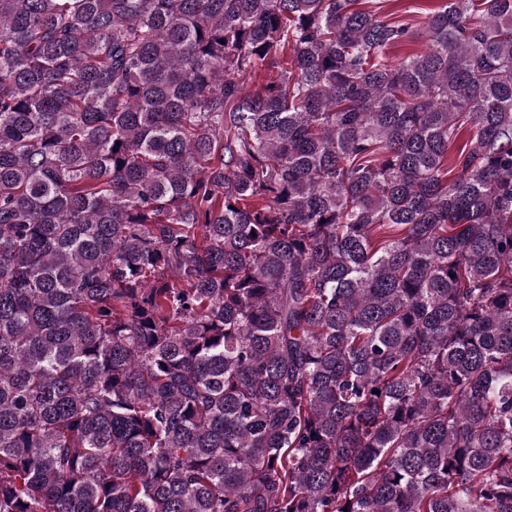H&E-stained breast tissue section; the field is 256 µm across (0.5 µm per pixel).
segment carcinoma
Segmentation results:
<instances>
[{
  "mask_svg": "<svg viewBox=\"0 0 512 512\" xmlns=\"http://www.w3.org/2000/svg\"><path fill=\"white\" fill-rule=\"evenodd\" d=\"M411 28L0 0V512H512V0Z\"/></svg>",
  "mask_w": 512,
  "mask_h": 512,
  "instance_id": "carcinoma-1",
  "label": "carcinoma"
}]
</instances>
